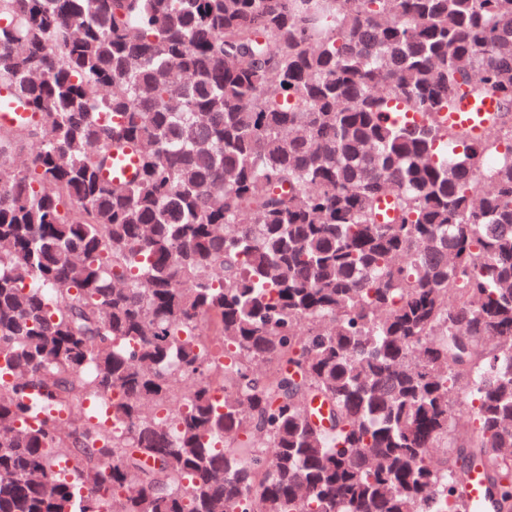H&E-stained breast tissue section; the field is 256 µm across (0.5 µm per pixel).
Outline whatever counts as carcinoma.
<instances>
[{
    "label": "carcinoma",
    "mask_w": 512,
    "mask_h": 512,
    "mask_svg": "<svg viewBox=\"0 0 512 512\" xmlns=\"http://www.w3.org/2000/svg\"><path fill=\"white\" fill-rule=\"evenodd\" d=\"M0 85V512H512V0H0ZM35 116L26 110L6 90L0 89V125L15 126L20 121H33ZM497 100L488 93L481 100L465 98L460 100L453 112H448V126L453 130L466 131L470 137H477L487 120L494 115ZM484 483L481 470H475L467 487V500L470 512H489L484 498Z\"/></svg>",
    "instance_id": "carcinoma-1"
}]
</instances>
